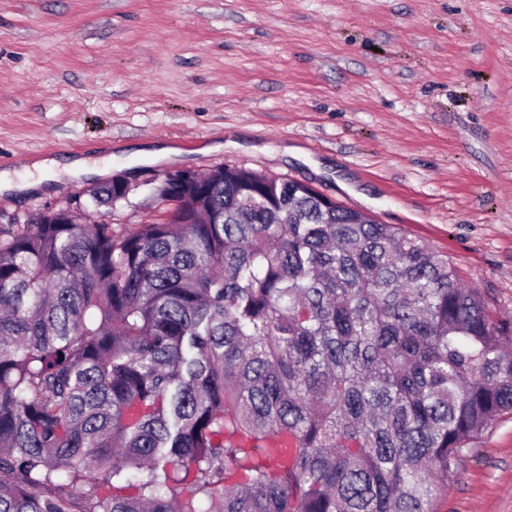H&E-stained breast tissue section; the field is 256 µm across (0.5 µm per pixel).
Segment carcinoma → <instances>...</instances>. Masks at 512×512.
I'll return each mask as SVG.
<instances>
[{"instance_id": "cac0c4a2", "label": "carcinoma", "mask_w": 512, "mask_h": 512, "mask_svg": "<svg viewBox=\"0 0 512 512\" xmlns=\"http://www.w3.org/2000/svg\"><path fill=\"white\" fill-rule=\"evenodd\" d=\"M202 180L130 231L0 227V512H436L512 413V328L397 227Z\"/></svg>"}]
</instances>
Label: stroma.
<instances>
[{
    "mask_svg": "<svg viewBox=\"0 0 512 512\" xmlns=\"http://www.w3.org/2000/svg\"><path fill=\"white\" fill-rule=\"evenodd\" d=\"M70 157L134 185L107 215L126 230L163 218L169 170L308 183L447 253L512 322V0H0V172ZM98 183L1 193L0 226L85 213ZM438 512H512V415Z\"/></svg>",
    "mask_w": 512,
    "mask_h": 512,
    "instance_id": "1",
    "label": "stroma"
}]
</instances>
